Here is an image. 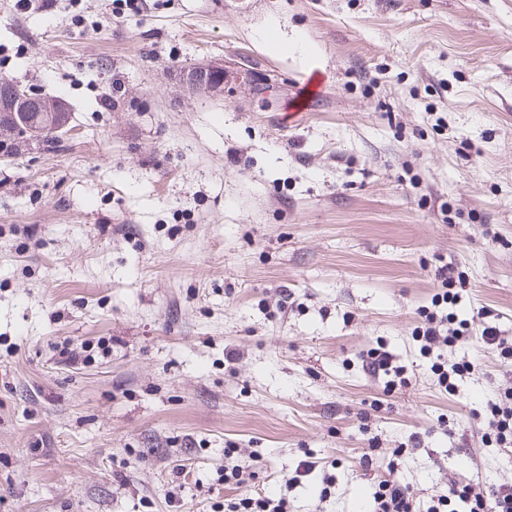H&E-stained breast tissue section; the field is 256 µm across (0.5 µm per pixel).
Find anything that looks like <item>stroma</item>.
<instances>
[{"instance_id":"stroma-1","label":"stroma","mask_w":512,"mask_h":512,"mask_svg":"<svg viewBox=\"0 0 512 512\" xmlns=\"http://www.w3.org/2000/svg\"><path fill=\"white\" fill-rule=\"evenodd\" d=\"M0 79L71 113L0 159V512H215L228 448L292 512L512 483V367L449 349L451 395L412 336L442 261L512 336V0H0ZM211 72L218 76L216 81L207 82V74ZM230 74L224 69V63L209 61L193 67L186 75L185 87L189 92L202 91L213 96H224V83ZM360 357L363 364L368 365L369 368L378 374L382 372L385 376L389 377L385 387L393 389L397 386L408 384L404 367L394 366L392 358L386 351H382L381 348H371L364 351ZM483 409V443L488 448L512 447V387H504ZM372 512H418L416 498L405 486L380 482L372 496Z\"/></svg>"}]
</instances>
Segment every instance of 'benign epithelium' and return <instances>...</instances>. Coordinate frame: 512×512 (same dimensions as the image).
Here are the masks:
<instances>
[{
  "label": "benign epithelium",
  "instance_id": "obj_1",
  "mask_svg": "<svg viewBox=\"0 0 512 512\" xmlns=\"http://www.w3.org/2000/svg\"><path fill=\"white\" fill-rule=\"evenodd\" d=\"M229 71L221 62L209 61L193 67L186 75L185 87L189 92L202 91L213 96H224V83ZM37 92L18 81H0V139L20 140L26 145L41 141L44 127L64 133L69 125V109L59 97H44L37 110L43 113L40 125L30 124V102Z\"/></svg>",
  "mask_w": 512,
  "mask_h": 512
}]
</instances>
